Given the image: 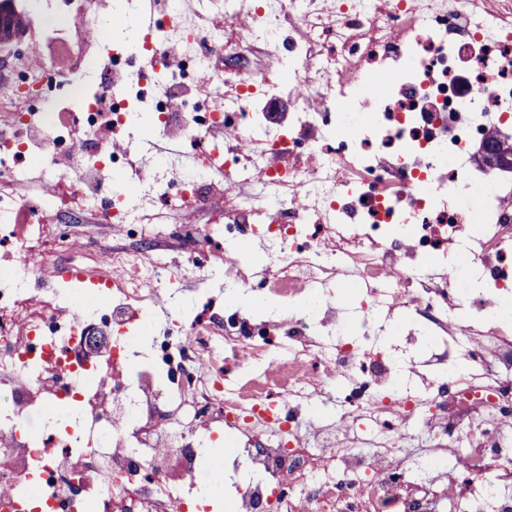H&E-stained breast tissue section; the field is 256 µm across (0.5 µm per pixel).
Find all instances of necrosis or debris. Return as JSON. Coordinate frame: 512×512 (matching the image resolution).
Here are the masks:
<instances>
[{
	"label": "necrosis or debris",
	"mask_w": 512,
	"mask_h": 512,
	"mask_svg": "<svg viewBox=\"0 0 512 512\" xmlns=\"http://www.w3.org/2000/svg\"><path fill=\"white\" fill-rule=\"evenodd\" d=\"M161 2L0 62V512H512V0ZM477 163L486 173L509 176L512 174V134L500 129L488 131L480 140Z\"/></svg>",
	"instance_id": "necrosis-or-debris-1"
}]
</instances>
